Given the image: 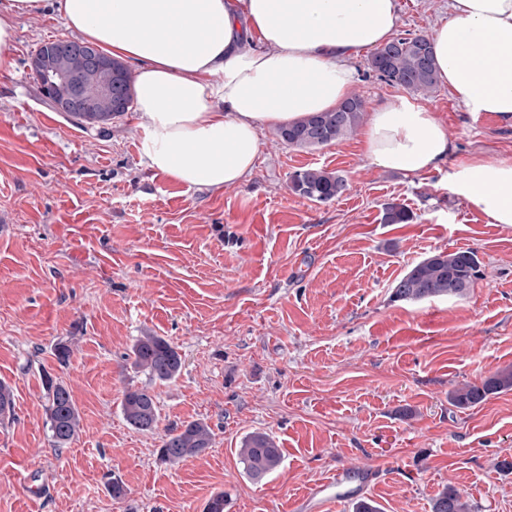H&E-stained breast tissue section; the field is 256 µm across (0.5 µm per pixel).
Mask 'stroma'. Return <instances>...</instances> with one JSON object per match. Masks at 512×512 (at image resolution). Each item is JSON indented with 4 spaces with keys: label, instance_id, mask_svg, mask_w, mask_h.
<instances>
[{
    "label": "stroma",
    "instance_id": "stroma-1",
    "mask_svg": "<svg viewBox=\"0 0 512 512\" xmlns=\"http://www.w3.org/2000/svg\"><path fill=\"white\" fill-rule=\"evenodd\" d=\"M398 4L402 35L450 15L449 0ZM75 37L54 12L21 16L15 67L0 71V380L14 394L0 424V512H204L218 493L224 512H287L345 465L377 470L365 496L382 512H431L447 485L474 512H512V473L497 466L512 460V391L469 409L448 399L512 369V225L453 193L447 168L371 164L360 130L300 149L266 129L245 183L184 185L149 167L135 111L80 127L44 103L30 59ZM354 67L366 108L402 94L366 59ZM416 98L443 124L451 163L512 160V120L468 112L443 83ZM312 166L348 190L328 204L293 194L290 175ZM389 203L412 221L383 223ZM458 249L482 262L465 296L391 302L412 264ZM147 333L177 347L175 380L126 365ZM45 370L81 417L60 449L45 426ZM130 385L154 393V430L123 420ZM195 419L211 448L161 462L164 436ZM257 431L283 450L258 483L237 458Z\"/></svg>",
    "mask_w": 512,
    "mask_h": 512
}]
</instances>
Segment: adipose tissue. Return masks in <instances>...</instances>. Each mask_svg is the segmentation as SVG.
<instances>
[{"label": "adipose tissue", "mask_w": 512, "mask_h": 512, "mask_svg": "<svg viewBox=\"0 0 512 512\" xmlns=\"http://www.w3.org/2000/svg\"><path fill=\"white\" fill-rule=\"evenodd\" d=\"M54 5L68 27L134 69L149 166L190 186L244 182L260 133L336 109L354 62L391 40L397 0H0V70L17 18ZM441 82L473 114L512 119V0H452L430 37ZM441 123L410 95L373 109L366 155L409 175L445 163ZM448 186L512 224V161L455 165Z\"/></svg>", "instance_id": "ef3b65f1"}]
</instances>
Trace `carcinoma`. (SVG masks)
Here are the masks:
<instances>
[{
  "instance_id": "carcinoma-1",
  "label": "carcinoma",
  "mask_w": 512,
  "mask_h": 512,
  "mask_svg": "<svg viewBox=\"0 0 512 512\" xmlns=\"http://www.w3.org/2000/svg\"><path fill=\"white\" fill-rule=\"evenodd\" d=\"M50 52L62 61L66 70L75 72L89 86L111 85L112 95L100 98L95 111L88 112L83 102L72 103L69 120L80 126L90 122L106 124L128 111L135 96L132 77L118 60L112 61V73L99 64L103 52L93 43L79 40H57L42 44L37 52ZM368 68L390 85L407 90L430 92L439 83L433 47L425 34H406L376 48L367 61ZM365 112L364 101L352 96L335 110L306 116L282 127L279 139L293 147L319 148L331 145L352 134ZM289 189L296 195L317 203H328L347 190L346 181L337 173L320 167L294 172ZM412 215L403 205L389 203L384 207L385 224H407ZM480 276V260L472 249L454 252L437 251L412 265L391 288V301L418 302L441 296H463ZM127 360L130 368L154 382L175 379L182 369L177 348L161 336H141L132 345ZM46 390V427L51 444L64 448L77 435L80 415L69 388L42 371ZM512 390V369H504L481 380L453 390L449 400L460 409L472 408L490 396ZM121 412L125 422L140 431H151L158 423L154 394L146 387L128 386L122 394ZM213 431L202 420L189 421L181 429L162 439L158 457L167 463H180L198 456L211 447ZM238 460L244 473L260 481L275 471L282 462V450L269 434L253 432L238 449ZM432 512H470L457 490L443 488L432 501Z\"/></svg>"
}]
</instances>
